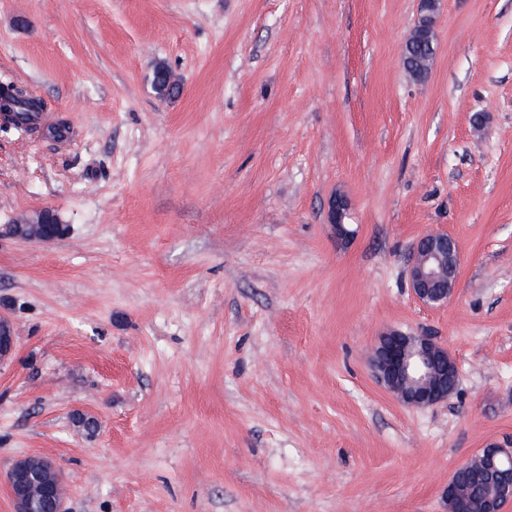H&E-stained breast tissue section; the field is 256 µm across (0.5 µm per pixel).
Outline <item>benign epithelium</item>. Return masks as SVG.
I'll use <instances>...</instances> for the list:
<instances>
[{"instance_id": "benign-epithelium-1", "label": "benign epithelium", "mask_w": 512, "mask_h": 512, "mask_svg": "<svg viewBox=\"0 0 512 512\" xmlns=\"http://www.w3.org/2000/svg\"><path fill=\"white\" fill-rule=\"evenodd\" d=\"M439 0H420L419 15L411 35L435 34ZM409 45L401 53L402 66L416 80L428 77L433 58L419 56L407 64ZM345 203L331 202L332 223L336 235L347 238L351 231L343 223ZM9 233L23 242L51 243L63 239L69 225L61 223L50 210L39 212L23 224L8 225ZM461 265L460 249L445 232H431L418 238L412 246L407 274L416 300L430 309L448 305L453 297ZM15 336L11 325L0 321V360L12 355ZM377 379L404 405L427 408L448 400L458 386L459 370L448 348L426 334H403L390 331L380 337L372 356ZM464 468L486 467L495 472L497 487L491 491L489 512H502L512 501V442L492 443L462 464ZM6 482L15 512H41L50 508L64 512L66 487L56 463L43 456L21 459L6 472ZM477 486L465 487L456 475L448 478L444 498L459 508Z\"/></svg>"}]
</instances>
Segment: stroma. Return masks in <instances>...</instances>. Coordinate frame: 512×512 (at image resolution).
I'll return each instance as SVG.
<instances>
[{"mask_svg": "<svg viewBox=\"0 0 512 512\" xmlns=\"http://www.w3.org/2000/svg\"><path fill=\"white\" fill-rule=\"evenodd\" d=\"M418 7L0 0V81L46 105L0 128V512L33 455L65 512H448L453 470L512 438V0H442L420 82ZM47 208L65 238L9 235ZM430 231L462 258L434 310L406 270ZM390 330L447 346V402L376 382Z\"/></svg>", "mask_w": 512, "mask_h": 512, "instance_id": "35a3bbf8", "label": "stroma"}]
</instances>
